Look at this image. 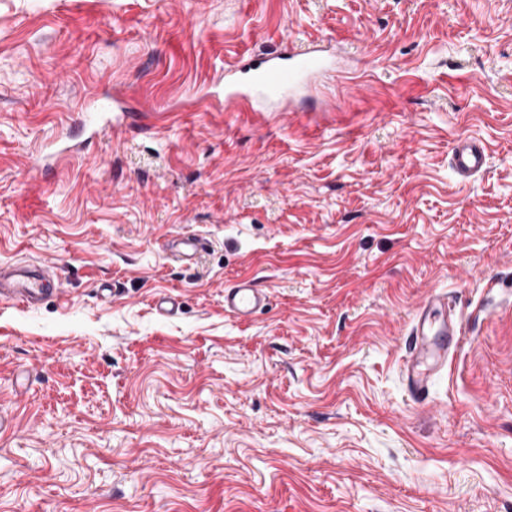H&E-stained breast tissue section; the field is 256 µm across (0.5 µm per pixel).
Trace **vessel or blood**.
I'll return each instance as SVG.
<instances>
[{
  "mask_svg": "<svg viewBox=\"0 0 512 512\" xmlns=\"http://www.w3.org/2000/svg\"><path fill=\"white\" fill-rule=\"evenodd\" d=\"M331 68L328 56L320 50L307 48L287 55L267 53L258 63L241 67L239 63L225 65L230 79L224 84L223 105L233 108L249 102L260 112L289 111L292 101L310 89L313 80ZM487 151L482 142L462 137L456 140L451 153V166L463 179L474 177L487 166ZM205 246L203 238L195 235L173 237L168 247L178 261L193 263ZM49 268L26 265L0 268V299L22 307L32 306L53 295ZM267 304L265 291L244 279L224 291V309L239 319L252 318ZM447 301L439 293L427 294L413 319L406 344L404 382L409 395L416 400L426 399L432 376L448 364L452 352L446 339L459 336L456 321L438 318V308Z\"/></svg>",
  "mask_w": 512,
  "mask_h": 512,
  "instance_id": "vessel-or-blood-1",
  "label": "vessel or blood"
}]
</instances>
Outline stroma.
<instances>
[{"label":"stroma","mask_w":512,"mask_h":512,"mask_svg":"<svg viewBox=\"0 0 512 512\" xmlns=\"http://www.w3.org/2000/svg\"><path fill=\"white\" fill-rule=\"evenodd\" d=\"M313 46L367 71L327 81L335 111L196 103L227 61ZM113 90L136 123L94 134ZM461 135L490 155L467 181ZM21 260L62 293L0 299V512H512V0H0ZM244 278L268 302L240 320ZM432 289L462 343L415 401ZM204 246V239L195 235L176 236L168 243L171 255L185 264L193 263L196 255ZM267 305L265 291L256 288L251 280H241L224 290V310L238 319L252 318Z\"/></svg>","instance_id":"1"}]
</instances>
